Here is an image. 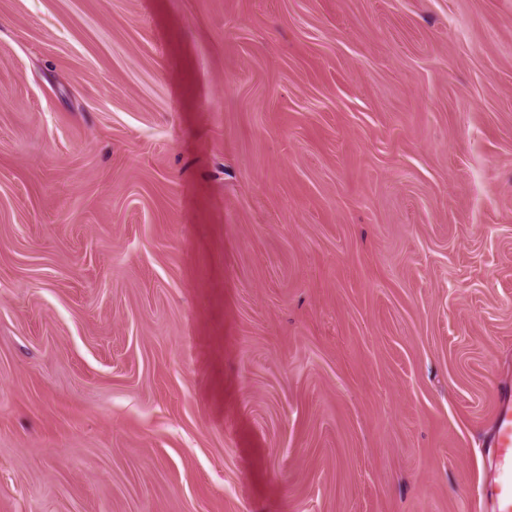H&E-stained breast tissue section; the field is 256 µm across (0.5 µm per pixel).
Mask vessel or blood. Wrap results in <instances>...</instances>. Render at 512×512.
Instances as JSON below:
<instances>
[{
    "label": "vessel or blood",
    "instance_id": "vessel-or-blood-1",
    "mask_svg": "<svg viewBox=\"0 0 512 512\" xmlns=\"http://www.w3.org/2000/svg\"><path fill=\"white\" fill-rule=\"evenodd\" d=\"M488 454L493 462L491 479L481 486L490 512H512V393L497 397V413Z\"/></svg>",
    "mask_w": 512,
    "mask_h": 512
}]
</instances>
